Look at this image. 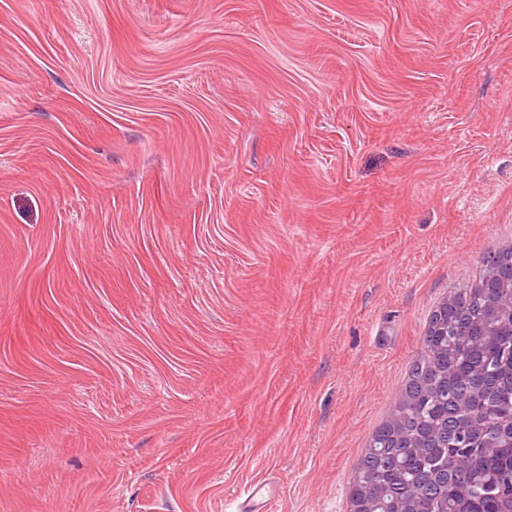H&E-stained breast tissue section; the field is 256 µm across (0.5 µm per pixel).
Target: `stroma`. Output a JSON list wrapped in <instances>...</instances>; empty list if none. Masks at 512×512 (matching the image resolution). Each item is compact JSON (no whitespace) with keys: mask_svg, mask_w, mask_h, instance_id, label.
Listing matches in <instances>:
<instances>
[{"mask_svg":"<svg viewBox=\"0 0 512 512\" xmlns=\"http://www.w3.org/2000/svg\"><path fill=\"white\" fill-rule=\"evenodd\" d=\"M509 246L512 0H0V512H349Z\"/></svg>","mask_w":512,"mask_h":512,"instance_id":"obj_1","label":"stroma"}]
</instances>
